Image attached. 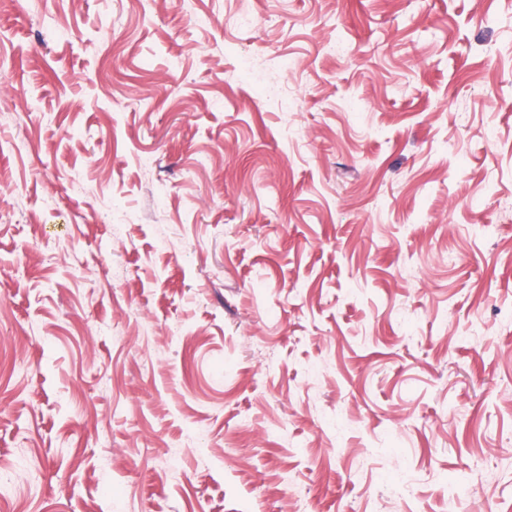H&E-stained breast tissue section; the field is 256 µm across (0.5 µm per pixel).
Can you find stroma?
<instances>
[{
  "label": "stroma",
  "instance_id": "1",
  "mask_svg": "<svg viewBox=\"0 0 512 512\" xmlns=\"http://www.w3.org/2000/svg\"><path fill=\"white\" fill-rule=\"evenodd\" d=\"M0 512H512V0H0Z\"/></svg>",
  "mask_w": 512,
  "mask_h": 512
}]
</instances>
